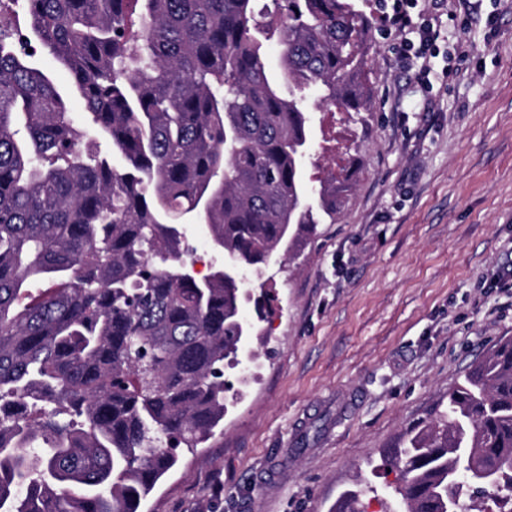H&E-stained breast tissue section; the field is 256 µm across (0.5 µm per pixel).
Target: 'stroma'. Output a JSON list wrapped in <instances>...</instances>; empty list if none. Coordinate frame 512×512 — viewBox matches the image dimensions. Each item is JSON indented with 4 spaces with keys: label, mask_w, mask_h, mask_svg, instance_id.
Returning <instances> with one entry per match:
<instances>
[{
    "label": "stroma",
    "mask_w": 512,
    "mask_h": 512,
    "mask_svg": "<svg viewBox=\"0 0 512 512\" xmlns=\"http://www.w3.org/2000/svg\"><path fill=\"white\" fill-rule=\"evenodd\" d=\"M423 6L438 52L400 61L374 30L373 107L345 134L355 189L298 258L266 266L278 310L223 432L181 451L142 512H330L355 483L394 482L380 451L512 337V0H471L463 30L459 0Z\"/></svg>",
    "instance_id": "35a3bbf8"
}]
</instances>
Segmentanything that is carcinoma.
<instances>
[{"mask_svg": "<svg viewBox=\"0 0 512 512\" xmlns=\"http://www.w3.org/2000/svg\"><path fill=\"white\" fill-rule=\"evenodd\" d=\"M20 1L24 23L12 9L0 32V512H140L179 449L224 423L241 276L296 258L353 190L350 154L306 176L307 104L341 126L371 111L373 21L352 0H273L262 16L254 0ZM189 217L240 275L187 272ZM276 306L261 288L250 336ZM484 467L499 488L477 489ZM379 468L401 475L386 512H512V338ZM457 468L471 480L448 481Z\"/></svg>", "mask_w": 512, "mask_h": 512, "instance_id": "cac0c4a2", "label": "carcinoma"}]
</instances>
